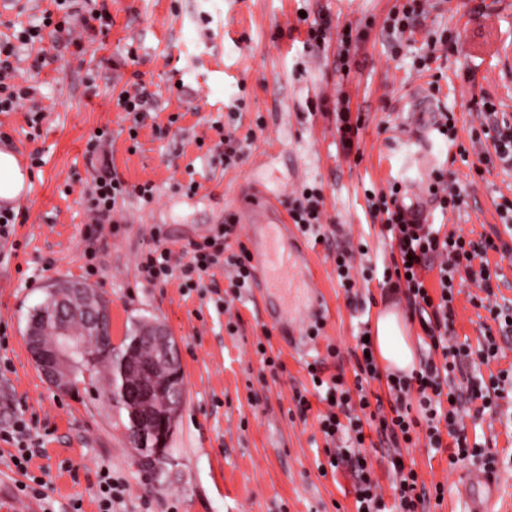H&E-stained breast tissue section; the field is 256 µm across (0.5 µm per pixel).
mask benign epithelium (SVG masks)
<instances>
[{"mask_svg": "<svg viewBox=\"0 0 512 512\" xmlns=\"http://www.w3.org/2000/svg\"><path fill=\"white\" fill-rule=\"evenodd\" d=\"M75 291L76 302L68 308L56 306L50 315L37 312L29 320L26 341L33 361L42 372L46 382L63 393L75 390V368L82 363H92L100 352L112 348V336H104L101 327L105 322V301L94 289L81 284H68ZM83 322L100 337L98 346L83 341L75 331V324ZM51 327L54 343L43 342V329ZM143 336H160L165 349L160 356L147 360L140 366V379L134 386L123 389L128 410L138 425V433L132 438L131 447L139 466L148 473H154L169 462L165 445L170 441L175 427V418L158 412L151 406L154 391V376L160 370L170 371L173 381L180 379L178 348L160 323H151L141 332Z\"/></svg>", "mask_w": 512, "mask_h": 512, "instance_id": "obj_1", "label": "benign epithelium"}]
</instances>
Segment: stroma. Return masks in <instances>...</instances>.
Masks as SVG:
<instances>
[{
    "label": "stroma",
    "mask_w": 512,
    "mask_h": 512,
    "mask_svg": "<svg viewBox=\"0 0 512 512\" xmlns=\"http://www.w3.org/2000/svg\"><path fill=\"white\" fill-rule=\"evenodd\" d=\"M396 3L112 0L111 29L86 43L84 52L48 41L44 49L53 64L36 76L17 74V82L36 85L43 120L35 132L26 108L0 112V149L25 163L38 156L41 163L31 166L29 189L13 204L20 247L0 248V357L11 365L0 372V428L19 411L31 422L42 447L31 471L44 476L47 489L40 498L21 495L13 448L0 442V512H70L76 499L83 512H98L95 486L105 468L129 486L119 512H355L350 473L319 476L314 461L326 443L314 416L296 413L292 394L308 385L305 367L317 358L325 359L328 373L353 381L356 336L379 313L407 318L410 343L421 349L422 331L408 319L402 296H382L373 284L368 302L350 303L336 280L333 246L305 236L314 289L285 293L284 325L271 331L261 306L263 285H252L226 311L216 302L229 288L228 271L214 269L204 291L186 293L177 278L158 286L141 283L136 261L153 247L151 229L158 225L177 253L228 221L241 243H263L269 229L250 224L244 202L261 194L283 199L304 182L323 189L324 232L342 225L352 241L366 240L372 259L390 261L389 242L371 220L364 191L394 181L410 187L411 162L425 153L432 169L456 180L467 201L454 213L430 209L431 223L475 241L499 233L509 250L488 252L487 261L498 272L497 303L512 308V231L499 214L503 200L512 201V167L483 162L482 146L470 142L480 125L475 104L481 98H492L498 111L512 116V0H428L397 53L383 28ZM302 13L352 27L358 52L349 74L336 69L338 39L320 51L304 49L292 30ZM432 35L443 39V47H428ZM423 55L430 58L425 71L418 68ZM137 75L156 91L159 110L145 118L133 141L132 117L116 99ZM340 92L364 119L356 157L344 154L334 119L324 112ZM419 99L454 113L456 141L432 128L430 114L413 111ZM175 113L181 119L173 124ZM215 121L247 140L236 167H223L209 152L218 140ZM104 125L112 132L113 171L132 185L152 182L155 197L120 204L121 231L100 241V264L91 275L80 192L92 174L86 143ZM463 145L469 148L465 159L459 156ZM192 180L201 188L185 195L182 187ZM58 279L84 282L109 300L113 345L123 344L140 318L161 322L177 342L183 404L168 443L170 461L157 476L147 477L135 462L126 414L106 397L109 370H100L93 386L65 395L36 368L25 328ZM478 293L467 282L456 294L455 335L475 347L485 333L497 334L498 355L476 371L485 378L512 375V335L500 336L488 309L475 305ZM230 311L241 316L233 334L226 330ZM317 317L324 327L312 341L306 330ZM266 331L286 367L276 378L254 352ZM330 343L339 358H327ZM464 424L470 443L499 476L495 512H512V383L496 409L465 417ZM449 454L421 443L402 451L425 484L445 488L430 512H465L457 490L473 462L452 468Z\"/></svg>",
    "instance_id": "stroma-1"
}]
</instances>
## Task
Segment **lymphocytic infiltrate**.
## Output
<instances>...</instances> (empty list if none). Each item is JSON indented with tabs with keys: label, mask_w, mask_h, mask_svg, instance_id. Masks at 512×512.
<instances>
[{
	"label": "lymphocytic infiltrate",
	"mask_w": 512,
	"mask_h": 512,
	"mask_svg": "<svg viewBox=\"0 0 512 512\" xmlns=\"http://www.w3.org/2000/svg\"><path fill=\"white\" fill-rule=\"evenodd\" d=\"M51 8L42 11L38 22L13 30L0 38V112H12L31 99L34 89L16 83L20 60L19 50L24 46L42 44L45 38L64 41L66 45L81 47L74 38L76 27L87 32L105 33L112 26V14L107 0H99L88 16L76 17L69 0H51ZM485 122L482 133L489 139L495 157L506 166L512 165V117L498 113L488 99L477 104ZM112 134L108 129H97L87 142L90 160L99 161L92 183L87 190L90 221L95 226L111 223L119 201L135 196L143 201L154 197L150 182L128 184L112 171ZM400 184H392L381 192L367 191L366 197L372 217L381 222V231L390 239L398 253L393 265L380 267L368 257L366 245H342L334 254L336 277L347 297L358 295V288L377 282L382 291L402 294L411 316L417 317L427 339L428 350L418 368L408 373L381 374L372 345L358 338L354 356V385H347L343 375L324 377L321 362L307 366L313 388L327 408L318 414L317 423L327 443L325 458L317 462L320 476L349 467L355 478L356 512H426L433 499L444 496L440 484L425 485L417 472L407 467L401 447H413L425 442L427 447L439 449L445 439H452L454 451L448 457L449 465L476 457L477 447L471 446L463 424L467 407L481 402L483 408L493 406V394L501 393L498 380L483 383L468 379L466 386H457L456 374L464 372L472 358L487 361L497 356L499 347L493 337H486L483 345L471 347L469 343L453 340L455 309L454 281H467L485 294H492V275L485 257L497 250L495 237L484 236L474 242L453 232H440L429 224L411 222L398 200ZM288 215L293 224L305 235L313 236L315 243L325 242L322 234L324 219L323 190L317 185H305L287 201ZM227 230H219L213 237L191 244L184 250L185 261L172 262L169 248L154 246L143 254L138 271L150 286L168 282L173 276L189 281L204 276L212 268L221 266L230 271L233 298H241L253 281L247 251L225 253ZM438 272V292H431L425 281L429 270ZM385 379L388 402H371L365 389L367 382ZM418 392L417 402H410V392ZM375 429L380 442L392 447L390 466L393 475L392 499H385L372 477V469L359 452L365 441V427ZM30 427L22 416H15L11 425L0 429V441L13 444L16 452L11 462L24 474L18 483L19 492L38 497L44 483L41 477L30 474L34 452L28 444Z\"/></svg>",
	"instance_id": "f902f5d3"
}]
</instances>
